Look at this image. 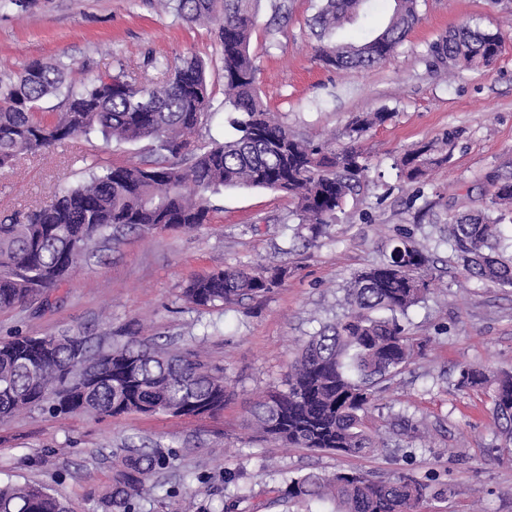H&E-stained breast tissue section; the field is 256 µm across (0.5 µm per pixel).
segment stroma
Instances as JSON below:
<instances>
[{
	"label": "stroma",
	"mask_w": 512,
	"mask_h": 512,
	"mask_svg": "<svg viewBox=\"0 0 512 512\" xmlns=\"http://www.w3.org/2000/svg\"><path fill=\"white\" fill-rule=\"evenodd\" d=\"M288 18L272 21V0H261L250 51L257 85L271 112L289 128L324 140L341 136L362 112H391L363 142L369 180L351 196L318 245L291 240L297 219L283 193L227 188L215 195L211 223L191 232L162 230L127 236L98 251L47 303L0 311V336L80 334L124 342L138 334L197 350L223 367L231 397L222 412L191 418L128 414L117 418H53L34 411L0 424V479L51 487L72 512H93V498L112 477L111 452L128 439L177 451L159 480L175 487L146 499L142 512H200L196 474H205L215 512L238 501L237 512H286L274 492L309 472L356 469L377 478L411 474L447 485L420 512H512V446H505L487 392L458 388L457 366L512 371V288L465 276L436 225H414L415 187L398 176L396 161L422 141L459 131L447 163L427 175L425 197L447 201L439 223L478 207L486 178L512 174V17L493 0H420V21L385 62L337 71L316 56L309 22L319 0H285ZM469 24L502 30L505 41L488 68L440 71L429 47L449 29ZM195 55L209 64L211 114L202 137L228 138L224 71L210 31L164 12L157 0H32L27 11L0 9V74L33 60L64 63L69 79L117 74L119 66L150 79L148 58L176 62ZM146 141L104 143L77 137L22 156L0 171V216L49 203L62 181L83 180L96 160L137 163ZM413 227L433 252L440 279L409 312L421 356L382 383L377 424L398 416L420 422L415 437L366 457L293 448L247 427L257 395L283 388L288 363L320 324L341 310L354 274L379 262L397 229ZM283 265L288 274L266 296L204 309L180 296L191 279L237 265Z\"/></svg>",
	"instance_id": "1"
}]
</instances>
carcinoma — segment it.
<instances>
[{
    "label": "carcinoma",
    "mask_w": 512,
    "mask_h": 512,
    "mask_svg": "<svg viewBox=\"0 0 512 512\" xmlns=\"http://www.w3.org/2000/svg\"><path fill=\"white\" fill-rule=\"evenodd\" d=\"M259 0H159L165 10L210 28L224 64V110L235 134L196 144L212 98L207 63L186 56L172 65L154 57V82L125 71L79 84L67 80L63 63L26 65L0 78V170L23 155L47 150L76 135L147 140L152 154L137 164H95L88 179L60 185L51 203L0 222V309L44 299L93 254L97 243L118 244L129 233L161 228L190 231L209 222L211 195L222 188L281 191L294 201L297 236L315 242L328 234L348 197L364 185L369 160L361 142L389 112H367L346 127L347 143L317 142L278 122L264 105L249 51ZM369 0H319L313 18L316 56L336 70L382 63L419 21L418 0H393L386 26L370 39L346 42L336 31L354 22ZM503 43L501 31L468 24L448 30L430 46L434 66L491 65ZM60 99L52 121L41 102ZM441 142L406 151L396 167L411 183L425 185L431 165L448 161ZM492 192L478 208L454 214L442 240L467 276L512 287V175L490 176ZM280 265L228 267L197 277L183 288L198 307L261 297L281 285ZM429 250L414 230L398 229L383 259L357 273L344 288V312L325 323L288 364L286 389L254 402L251 425L287 446L359 456L388 448L376 425L377 386L423 352L406 325L409 310L436 286ZM457 385L491 387L499 433L512 444V374L491 375L458 366ZM229 390L221 368L190 349L174 351L150 337L131 336L104 348L81 335L12 336L0 341V422L41 410L54 416L127 414L190 418L224 410ZM176 453L158 445L127 443L112 452V481L99 495L100 512H140L142 501L162 488L156 474ZM429 485L413 475L372 479L356 471L333 476L308 473L277 490L285 504L329 503L332 512H416ZM0 512H70L44 485L0 481Z\"/></svg>",
    "instance_id": "obj_1"
}]
</instances>
